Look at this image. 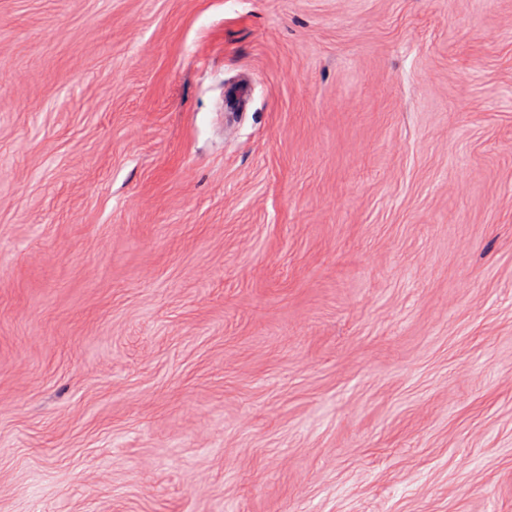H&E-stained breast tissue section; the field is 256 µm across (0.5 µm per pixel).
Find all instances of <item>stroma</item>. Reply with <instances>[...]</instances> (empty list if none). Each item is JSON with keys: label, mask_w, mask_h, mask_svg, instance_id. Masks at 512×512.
I'll return each mask as SVG.
<instances>
[{"label": "stroma", "mask_w": 512, "mask_h": 512, "mask_svg": "<svg viewBox=\"0 0 512 512\" xmlns=\"http://www.w3.org/2000/svg\"><path fill=\"white\" fill-rule=\"evenodd\" d=\"M0 512H512V0H0Z\"/></svg>", "instance_id": "35a3bbf8"}]
</instances>
